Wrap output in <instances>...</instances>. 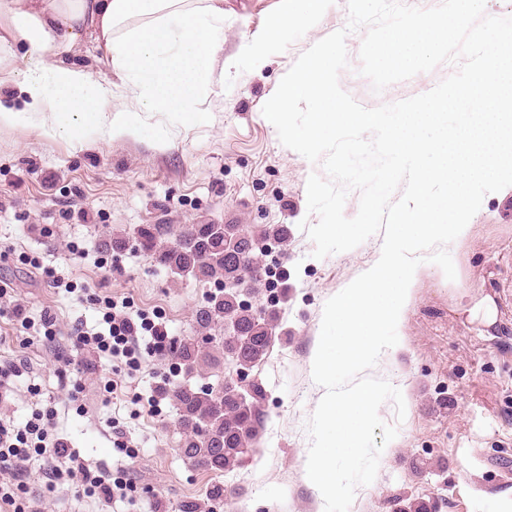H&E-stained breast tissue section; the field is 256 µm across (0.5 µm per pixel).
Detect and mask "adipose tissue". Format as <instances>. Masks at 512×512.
Returning <instances> with one entry per match:
<instances>
[{
  "mask_svg": "<svg viewBox=\"0 0 512 512\" xmlns=\"http://www.w3.org/2000/svg\"><path fill=\"white\" fill-rule=\"evenodd\" d=\"M223 31L224 0H0V88L14 85L22 99L16 106L0 98V127L28 113L54 126L67 112L110 139L136 131L141 112L203 123L195 103L214 83ZM87 41L114 79L66 64ZM117 84L134 104L116 112Z\"/></svg>",
  "mask_w": 512,
  "mask_h": 512,
  "instance_id": "obj_1",
  "label": "adipose tissue"
}]
</instances>
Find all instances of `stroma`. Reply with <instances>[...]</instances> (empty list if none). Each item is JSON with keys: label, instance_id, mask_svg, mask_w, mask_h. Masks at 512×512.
Instances as JSON below:
<instances>
[{"label": "stroma", "instance_id": "35a3bbf8", "mask_svg": "<svg viewBox=\"0 0 512 512\" xmlns=\"http://www.w3.org/2000/svg\"><path fill=\"white\" fill-rule=\"evenodd\" d=\"M303 9L302 0H224V80L199 98L202 124L145 112L136 133L106 141L80 123L61 135L30 122L0 127V281L9 292L0 299V369L10 371L0 383V418L21 425L50 414L49 436L65 439L79 462L128 471L134 481L129 498L107 502L75 492L67 478L48 482L47 463L35 454L19 476L0 472V488L29 512H178L215 483L226 497L213 512H324L306 481V424L323 393L312 356L326 301L375 263L383 236L317 259L299 227L318 220L307 212L306 184L323 168L285 147L262 108L304 51L345 28L346 0H322L288 26L263 66L247 48L282 11ZM363 37L360 29L347 36L349 65L340 74L363 107L426 93L455 70L444 63L374 93L358 72ZM207 223L288 227L287 243L263 258L272 290L252 301L277 312L274 341L251 373L267 393L264 428L244 462L221 474L181 455L174 406L158 393L173 376L170 356L144 357L132 370L97 346L77 347L71 334L77 324L107 333L111 301L172 337H196L194 315L214 283L175 276L134 251L102 252L99 243L140 224ZM452 259L453 284L437 265H420L399 342L377 362L406 414L400 421L392 402L381 406L398 435L349 512H409L415 499L432 512H497L512 499V187L485 196ZM44 267L56 279L42 276ZM458 284L496 299L490 333L456 311ZM47 310L57 318L52 337L40 325Z\"/></svg>", "mask_w": 512, "mask_h": 512}]
</instances>
